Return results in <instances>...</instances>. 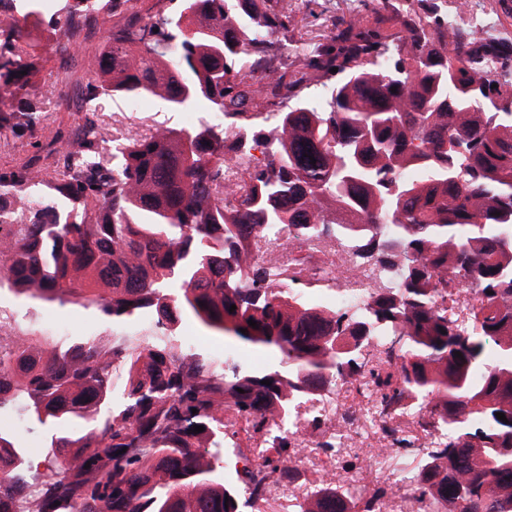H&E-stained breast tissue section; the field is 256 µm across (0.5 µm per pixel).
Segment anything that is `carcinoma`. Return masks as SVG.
Returning <instances> with one entry per match:
<instances>
[{
	"mask_svg": "<svg viewBox=\"0 0 512 512\" xmlns=\"http://www.w3.org/2000/svg\"><path fill=\"white\" fill-rule=\"evenodd\" d=\"M28 2L0 43V79L24 115L40 111L23 90L44 24ZM84 20L74 5L55 21L61 50L80 46ZM298 32L288 0L133 11L86 99L204 102L224 125L134 135L108 162L87 122L78 164L52 187L63 211L25 208L29 168L0 174L16 190L0 194L1 284L87 301L114 325L152 314L157 330L139 351L125 336L59 345L0 320V413L52 431L41 461L0 431V512H242V496L301 472L280 434L261 464L227 476L237 431L224 412L265 437L344 385L374 398L380 423L441 431L400 468L416 504L512 512V43L451 19L448 0H371L287 63L278 37ZM284 231L288 263L259 255ZM330 242L379 280L349 306L326 302L332 270L312 265ZM463 287L475 302L455 313ZM185 314L224 338L223 371L172 344ZM243 348L276 365L242 366ZM117 363L123 400L103 419ZM387 495L321 486L297 512H379Z\"/></svg>",
	"mask_w": 512,
	"mask_h": 512,
	"instance_id": "cac0c4a2",
	"label": "carcinoma"
}]
</instances>
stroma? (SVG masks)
<instances>
[{"label": "stroma", "mask_w": 512, "mask_h": 512, "mask_svg": "<svg viewBox=\"0 0 512 512\" xmlns=\"http://www.w3.org/2000/svg\"><path fill=\"white\" fill-rule=\"evenodd\" d=\"M67 0H44L42 30L35 36L29 58L37 68L32 79V93L41 102L35 123L17 128L11 122L0 123V173L24 166L37 167L42 183L36 189L38 203L52 197L51 185L65 166L64 158L70 149V137L76 126L94 120L108 140H124L133 135L150 134L157 126L175 129L185 126V112L171 111L160 100L144 98L140 107H132L123 97L106 96L96 104L84 99L86 85L96 76L101 53L112 28L123 25L126 11L114 10L99 14L96 30L75 57L68 58L56 50L63 33L55 29L54 21L61 15ZM301 31L316 35L326 31L335 16L347 13V0H291ZM472 14L481 21L483 33L512 41V0H473ZM0 312L11 316L20 326L35 334H43L49 322L62 323L67 336L130 337L133 345H142L144 337L153 335L155 321L145 315L117 328L103 320L91 305L61 306L27 300L9 290L0 291ZM175 344L189 346L192 354L215 368L224 366V340L190 318H183L177 329ZM341 400L356 409L355 425L336 444L343 454L359 456L362 469L354 471L361 486H392L393 472L398 462L392 453L379 449L384 435L378 429L367 399L356 398L351 392L341 394Z\"/></svg>", "instance_id": "obj_1"}]
</instances>
